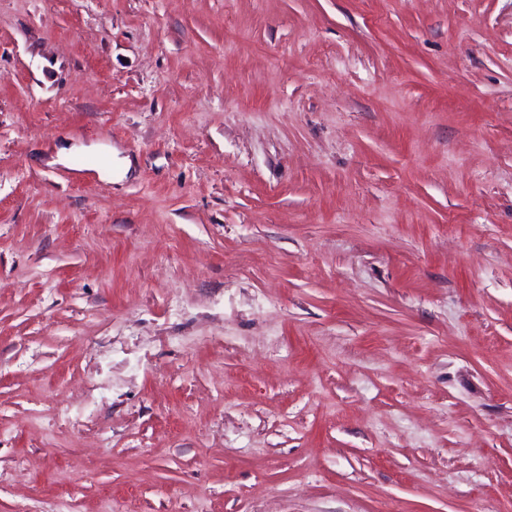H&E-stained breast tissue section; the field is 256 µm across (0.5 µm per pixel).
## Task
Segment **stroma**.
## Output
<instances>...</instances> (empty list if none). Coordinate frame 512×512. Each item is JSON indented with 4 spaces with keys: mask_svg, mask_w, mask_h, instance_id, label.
Segmentation results:
<instances>
[{
    "mask_svg": "<svg viewBox=\"0 0 512 512\" xmlns=\"http://www.w3.org/2000/svg\"><path fill=\"white\" fill-rule=\"evenodd\" d=\"M0 512H512V0H0Z\"/></svg>",
    "mask_w": 512,
    "mask_h": 512,
    "instance_id": "stroma-1",
    "label": "stroma"
}]
</instances>
